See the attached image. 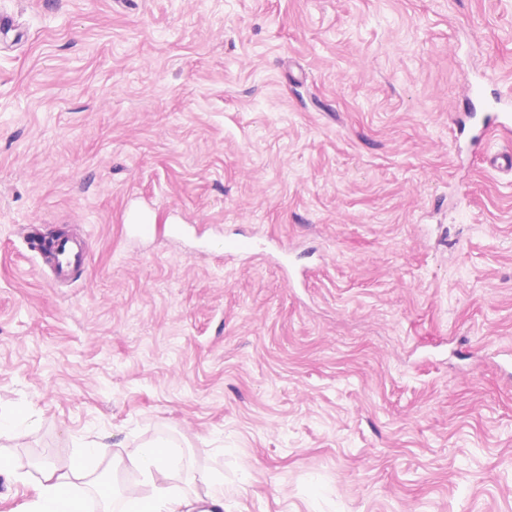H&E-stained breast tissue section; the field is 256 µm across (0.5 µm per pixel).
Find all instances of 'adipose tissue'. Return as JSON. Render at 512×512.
<instances>
[{
    "label": "adipose tissue",
    "mask_w": 512,
    "mask_h": 512,
    "mask_svg": "<svg viewBox=\"0 0 512 512\" xmlns=\"http://www.w3.org/2000/svg\"><path fill=\"white\" fill-rule=\"evenodd\" d=\"M90 456L109 460L113 469L138 473L150 493L134 490L123 493L121 512H220L224 506V482L220 479H206L205 494H197L191 486L197 481L193 473L182 472L165 446L149 442L127 456H111L107 446L90 447ZM183 476L185 490L173 487L171 481ZM86 485L97 484V476L82 465H75L70 471H60L53 464H46L41 471L36 499L30 512H86L85 498L76 493L74 481Z\"/></svg>",
    "instance_id": "adipose-tissue-1"
}]
</instances>
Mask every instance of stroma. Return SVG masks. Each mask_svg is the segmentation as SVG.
Here are the masks:
<instances>
[{
	"mask_svg": "<svg viewBox=\"0 0 512 512\" xmlns=\"http://www.w3.org/2000/svg\"><path fill=\"white\" fill-rule=\"evenodd\" d=\"M0 410L224 512H512V0H0ZM147 207L159 230L130 237ZM88 262L59 286L33 241ZM262 256L229 260L225 236ZM483 109L489 114L488 117L504 133L509 134L512 128V117L509 115V101L501 96L485 99L482 103ZM166 446L148 442L134 453L110 458V449L99 445L88 448V454L100 460L108 459L114 470L138 473L152 488L149 494L125 490L121 500L122 512H215L224 509V482L221 479L200 478L206 484L204 497L193 489L179 491L167 483L181 469L172 459Z\"/></svg>",
	"mask_w": 512,
	"mask_h": 512,
	"instance_id": "obj_1",
	"label": "stroma"
}]
</instances>
